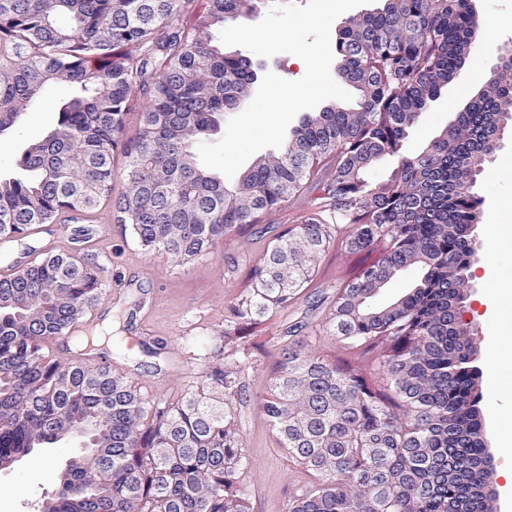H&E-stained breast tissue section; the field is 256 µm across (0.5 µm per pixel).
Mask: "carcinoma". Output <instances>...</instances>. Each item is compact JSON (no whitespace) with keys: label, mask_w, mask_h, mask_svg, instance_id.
<instances>
[{"label":"carcinoma","mask_w":512,"mask_h":512,"mask_svg":"<svg viewBox=\"0 0 512 512\" xmlns=\"http://www.w3.org/2000/svg\"><path fill=\"white\" fill-rule=\"evenodd\" d=\"M0 0V135L66 83L77 95L58 127L26 148L23 175L0 177V241L27 259L0 278V457L28 455L66 433L96 455L99 475L76 463L66 512H252L250 468L238 425L255 403L280 448L307 472L288 512H495L487 490L474 338L460 310L470 287L473 235L501 122L512 119V74L493 75L417 155L402 153L428 103L469 59L478 23L471 0H382L336 38L348 105L307 112L279 151L232 184L197 160L194 145L224 112H237L256 79L253 61L224 51L215 32L252 17L262 0ZM66 15L70 25L57 18ZM146 99L123 140L132 96ZM396 160L390 177L366 172ZM330 166L322 170L321 162ZM146 254L178 264L254 224L296 195L314 212L270 241L224 318V361L201 391L175 403L147 398L125 373L92 360L111 336H80L52 360L44 343L103 297L86 258L33 257L27 227L112 199ZM379 256L336 292L323 327L354 361L326 359L287 330L265 395L246 380L252 362L232 333L300 299L336 245ZM288 269V279L280 275ZM418 278L376 306L397 274ZM372 355L375 377L364 363Z\"/></svg>","instance_id":"1"}]
</instances>
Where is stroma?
<instances>
[{
	"instance_id": "stroma-1",
	"label": "stroma",
	"mask_w": 512,
	"mask_h": 512,
	"mask_svg": "<svg viewBox=\"0 0 512 512\" xmlns=\"http://www.w3.org/2000/svg\"><path fill=\"white\" fill-rule=\"evenodd\" d=\"M483 76L472 67L441 88L430 102L418 125L403 145L406 154L420 153L447 128L457 108L482 85ZM76 94L67 85L47 86L38 107L27 113L11 130L0 136V175H18L21 155L28 145L38 142L56 125L61 108ZM482 198L476 229V254L471 263L472 288L461 310L463 322L478 346L479 360H486L492 324L482 320L481 297L488 285L483 270L495 264L502 272H512V252H490L487 227L512 222V216L499 212L501 199L512 197V125L505 126L500 147L489 165L488 175L478 183ZM312 210L307 196L291 198L275 213L260 216L258 223L246 225L238 233L217 240L203 260L186 266L173 265L167 255L145 254L133 242L124 225L115 223L110 206L78 218L63 213L57 230L35 235V245L46 254H76L99 264L106 293L82 320V332L103 334L112 328L116 313H123L126 325L119 340L108 344L97 366L121 367L131 374L152 398L177 401L200 386L206 357L224 345V313L248 284L258 257L273 237L304 220ZM91 228L90 238L72 239L77 225ZM368 253L350 254L340 248L326 252L317 275L300 299L288 309L256 318L242 331L241 348L250 355L253 366L247 380L255 394L265 391L269 371L279 358L283 336L295 324L305 327L318 354L333 360L344 352L334 340L319 336L318 330L336 290L363 265L372 262ZM481 388L486 408V437L493 457L496 512H512V501L505 499L502 474L512 470V455L499 444L502 403L490 374H483ZM239 427L245 452L252 462L246 484L254 512H288V496L302 473L276 444L257 406L240 412ZM77 442L63 440L19 458L0 469V512H42L49 494L59 485L60 474L70 460L78 457Z\"/></svg>"
}]
</instances>
